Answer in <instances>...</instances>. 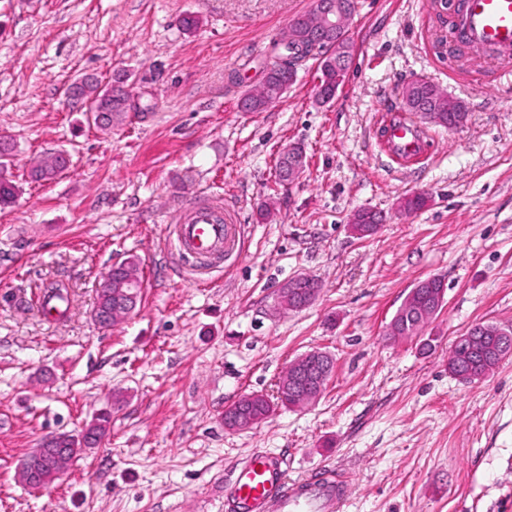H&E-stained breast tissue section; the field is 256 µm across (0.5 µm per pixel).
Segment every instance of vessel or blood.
I'll use <instances>...</instances> for the list:
<instances>
[{
	"mask_svg": "<svg viewBox=\"0 0 512 512\" xmlns=\"http://www.w3.org/2000/svg\"><path fill=\"white\" fill-rule=\"evenodd\" d=\"M457 40L470 48H512V0H468L462 21L454 27ZM389 143L401 158L424 153L427 142L413 122L388 125ZM173 226V249L182 270L200 283H211L226 257L239 251L241 226L222 198H196L180 208ZM347 484L321 473L289 481L284 460L275 454L251 455L224 491L225 512H343Z\"/></svg>",
	"mask_w": 512,
	"mask_h": 512,
	"instance_id": "obj_1",
	"label": "vessel or blood"
}]
</instances>
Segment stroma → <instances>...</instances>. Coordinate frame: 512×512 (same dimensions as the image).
Instances as JSON below:
<instances>
[{
	"label": "stroma",
	"mask_w": 512,
	"mask_h": 512,
	"mask_svg": "<svg viewBox=\"0 0 512 512\" xmlns=\"http://www.w3.org/2000/svg\"><path fill=\"white\" fill-rule=\"evenodd\" d=\"M313 2L0 0V136L15 144L0 173L21 188L0 209V512H224L226 482L256 451L286 456L292 480L334 468L350 487L344 512H512V357L469 384L448 372L468 327L512 326V60L453 46L451 0H355L332 102L316 101L312 58L266 111H240ZM85 74L123 78L136 110L89 124L65 96ZM415 79L467 115L453 130L415 118L431 149L403 161L385 124ZM295 142L306 166L288 185L276 162ZM55 151L69 169L30 181ZM201 193L223 196L242 226L241 254L211 285L189 281L170 248L180 205ZM414 194L426 206L400 211ZM360 209L385 217L364 239L348 231ZM130 257L138 307L101 328L99 285ZM296 275L318 280L316 298L273 313ZM434 275L443 309L420 337L388 336ZM53 283L69 307L49 320ZM312 350L334 360L315 404L225 430V408L275 395ZM102 411L99 447L46 488L19 483L31 448ZM436 276L429 277L428 279L418 282L413 289L407 294L406 298L404 299L402 305L399 308V312L397 316L391 320L393 323L392 326H389L390 335L392 336H399L397 334H393V332L397 333V330L399 329L398 326L395 324L397 323V318L400 315L406 314L407 312L411 311L413 309V296L418 288H420L419 293V300L420 303L423 305H429L433 302L438 296V294L444 289L443 284L441 282H433L431 287L428 288H422L424 285L435 279Z\"/></svg>",
	"instance_id": "obj_1"
}]
</instances>
